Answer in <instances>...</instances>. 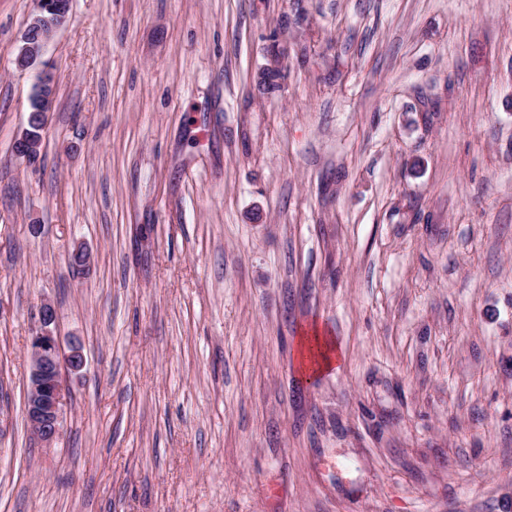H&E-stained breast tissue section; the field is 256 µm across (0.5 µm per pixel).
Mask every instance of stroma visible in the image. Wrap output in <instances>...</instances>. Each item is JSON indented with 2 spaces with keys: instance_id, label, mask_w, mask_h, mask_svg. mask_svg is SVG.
<instances>
[{
  "instance_id": "1",
  "label": "stroma",
  "mask_w": 512,
  "mask_h": 512,
  "mask_svg": "<svg viewBox=\"0 0 512 512\" xmlns=\"http://www.w3.org/2000/svg\"><path fill=\"white\" fill-rule=\"evenodd\" d=\"M35 13L0 0V512H512V0H71L28 162ZM44 301L86 360L48 447ZM36 133H40V129L36 128L35 131L28 132L25 128L15 141L18 146L16 154L28 162L34 161L40 154L42 134ZM301 359L304 368L312 375L329 370L335 363V345L330 336H326L324 330L312 328L307 331L305 336H301ZM316 353L315 360L309 359V351Z\"/></svg>"
}]
</instances>
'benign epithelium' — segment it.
Returning <instances> with one entry per match:
<instances>
[{"instance_id": "1", "label": "benign epithelium", "mask_w": 512, "mask_h": 512, "mask_svg": "<svg viewBox=\"0 0 512 512\" xmlns=\"http://www.w3.org/2000/svg\"><path fill=\"white\" fill-rule=\"evenodd\" d=\"M38 10L27 26L21 44L14 52V63L20 70L37 67V79L30 95L33 111L46 120L52 110L56 91V76L52 68L41 63L42 49L66 21L69 11L59 0H37ZM16 154L31 162L40 154L42 136L34 131H23L16 139ZM38 321L30 339L31 371L25 405L26 420L36 438L45 445L57 441L69 405L64 377L80 371L85 364L79 346L60 345L55 329L57 312L49 302L40 305Z\"/></svg>"}]
</instances>
